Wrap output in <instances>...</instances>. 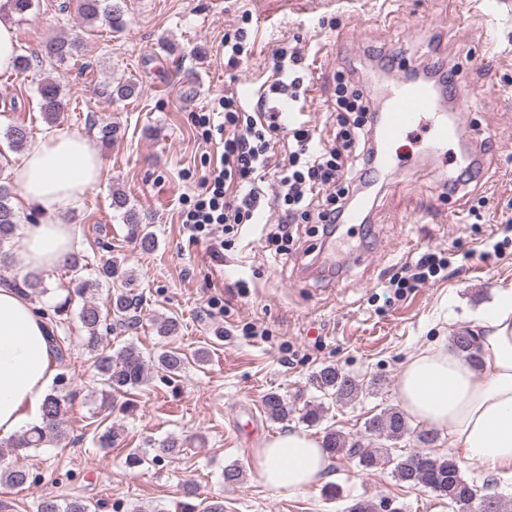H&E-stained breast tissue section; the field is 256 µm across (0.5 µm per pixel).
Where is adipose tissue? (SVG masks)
Wrapping results in <instances>:
<instances>
[{
	"label": "adipose tissue",
	"mask_w": 512,
	"mask_h": 512,
	"mask_svg": "<svg viewBox=\"0 0 512 512\" xmlns=\"http://www.w3.org/2000/svg\"><path fill=\"white\" fill-rule=\"evenodd\" d=\"M25 204L42 222L22 228L30 271L51 270L72 252L70 228L52 220L104 177L93 140L80 131L38 138L10 171ZM480 347L471 366L438 344L411 355L398 379L396 399L423 426L444 431L448 446L464 460L493 473L512 472V289H498L473 324ZM57 367L47 324L33 304L0 289V438L41 422V404ZM332 460L306 431L293 430L258 449L254 467L274 490L295 494L321 483Z\"/></svg>",
	"instance_id": "ef3b65f1"
}]
</instances>
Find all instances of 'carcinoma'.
<instances>
[{
	"label": "carcinoma",
	"mask_w": 512,
	"mask_h": 512,
	"mask_svg": "<svg viewBox=\"0 0 512 512\" xmlns=\"http://www.w3.org/2000/svg\"><path fill=\"white\" fill-rule=\"evenodd\" d=\"M33 0H3L0 12L6 10L24 17L31 10ZM76 10L82 21L92 26L101 21L111 29L123 26L122 14L110 0H76ZM80 42L73 38H57L48 42L44 49L46 58L58 63L78 55ZM101 93L110 100H126L139 93V82L131 77L117 83L107 82ZM40 110L45 120L55 123L61 112L67 108L62 92L61 79H47L39 86ZM6 138L12 149L23 151L33 138L32 129L23 121L10 125ZM112 207L122 212L128 235L141 251L148 253L157 248L158 241L148 225L138 223L135 211L128 207V198L120 190L112 192ZM19 223V215L11 205L10 186L0 183V264L11 261L12 255L5 245L14 237ZM69 270L74 282L73 292L84 298L79 312V320L85 333L84 345L93 359V366L102 386L103 399L109 400L114 393H123L138 388L148 381V363L143 351L133 344L123 346L116 354L99 351L105 322L99 306L86 300V294L95 283L82 277L84 265L76 255L70 257ZM95 272L98 279L112 283L116 291L109 301L107 313L121 326L134 323L138 310L143 304V293L138 291L139 283L133 271L123 267L120 261L110 257L96 260ZM0 286L16 291L29 298L35 290L46 292L42 279L29 274L21 280L0 279ZM454 348L467 363L480 365L476 336L470 330H460L455 336ZM158 364L168 373L176 375L184 372L189 364L187 357L176 350L164 351L157 358ZM314 384L325 395L340 402H351L364 391V383L343 372L334 365L319 369ZM71 404L70 395L61 390H53L45 395L41 411L42 421L24 434L0 441V459L7 455L16 460L27 457V450L58 442L65 437L63 418ZM264 407L273 421H283L288 417V403L276 392L267 394ZM410 432L404 413L396 408L383 409L365 422V437H382L387 441H398ZM420 448L405 453H397L389 448L363 446L360 441H350L334 428L324 431L322 448L336 459H347L362 471H370L380 465L392 466L393 477L408 486H423L438 497L448 501L451 512H507V508L489 487H478L464 478L456 459L449 453L433 450L438 434L421 429L416 433ZM30 483V472L16 462L0 465V484L21 488ZM37 512H94L91 505L82 500L62 501L55 496H44L37 504Z\"/></svg>",
	"instance_id": "1"
}]
</instances>
